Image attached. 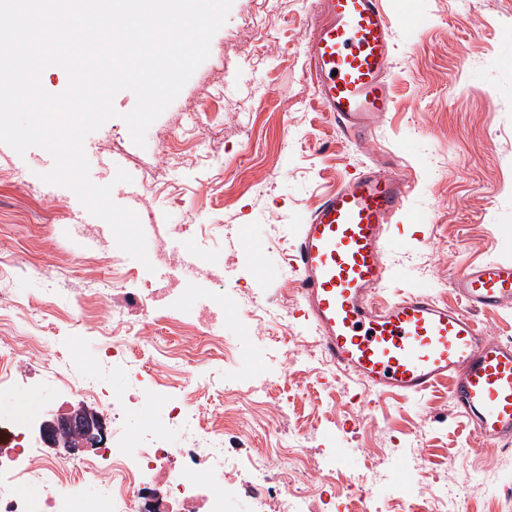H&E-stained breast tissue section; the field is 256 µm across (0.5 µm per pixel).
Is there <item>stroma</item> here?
Instances as JSON below:
<instances>
[{
    "instance_id": "obj_1",
    "label": "stroma",
    "mask_w": 512,
    "mask_h": 512,
    "mask_svg": "<svg viewBox=\"0 0 512 512\" xmlns=\"http://www.w3.org/2000/svg\"><path fill=\"white\" fill-rule=\"evenodd\" d=\"M393 29V108L376 118L377 147L413 187L393 218L386 258L393 298L412 289L456 303L458 271L475 261L512 259V0H383ZM321 19L318 0H233L210 56L137 146L127 125L108 120L87 136L90 178L111 185L145 224L148 263L113 244L68 188L45 183L40 148L0 151V292L18 312L0 336L22 346L23 381L0 395V411L27 407L39 385L45 410L99 404L63 386L71 364L100 372L112 391L131 375L165 384L138 418L114 424L127 436L139 421L164 424L181 393L182 367L158 352L127 347L124 367L103 366L113 324L104 309L124 288L163 289L157 333L205 353L226 382L267 385L288 405L199 395L224 425L227 458L291 451L300 472L335 462L329 483L302 484L341 512H411L418 486L452 488L460 512H512V449L477 443L447 384L420 400L366 395L325 362L303 319L289 263L295 236L321 196L370 154L336 130L309 75L307 43ZM130 182H115L107 161ZM192 231L180 236L178 227ZM198 252L200 273L175 262L181 245ZM53 296H45V289ZM224 302L216 342L198 323L204 303ZM269 302L266 333L247 327ZM297 340L288 348L284 337Z\"/></svg>"
}]
</instances>
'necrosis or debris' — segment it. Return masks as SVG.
Here are the masks:
<instances>
[{"instance_id":"necrosis-or-debris-1","label":"necrosis or debris","mask_w":512,"mask_h":512,"mask_svg":"<svg viewBox=\"0 0 512 512\" xmlns=\"http://www.w3.org/2000/svg\"><path fill=\"white\" fill-rule=\"evenodd\" d=\"M167 428L190 437L171 448L162 430L143 424L126 447L104 449L85 459L65 449L54 455L29 438L24 415L0 417V512H224V484L214 470H247L254 484L277 487L281 512H299L290 483L297 471L291 456L261 453L247 462L224 455V430L202 424L190 407L175 409ZM166 428V429H167ZM38 482L43 495L29 498L24 487ZM104 485L101 496L74 504L76 482Z\"/></svg>"}]
</instances>
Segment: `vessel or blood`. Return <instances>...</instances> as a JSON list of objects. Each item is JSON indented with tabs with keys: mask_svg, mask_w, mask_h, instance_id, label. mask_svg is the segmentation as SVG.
Instances as JSON below:
<instances>
[{
	"mask_svg": "<svg viewBox=\"0 0 512 512\" xmlns=\"http://www.w3.org/2000/svg\"><path fill=\"white\" fill-rule=\"evenodd\" d=\"M308 41L319 99L356 143H371L374 120L389 112L392 26L382 0H320ZM396 162L365 167L326 193L297 231L295 263L303 315L324 356L368 395L425 397L448 383L477 441L512 447V342L484 332L477 309H512V260H487L456 276L458 301L412 291L378 298L391 269L389 219L410 185Z\"/></svg>",
	"mask_w": 512,
	"mask_h": 512,
	"instance_id": "1",
	"label": "vessel or blood"
}]
</instances>
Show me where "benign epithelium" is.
<instances>
[{
  "label": "benign epithelium",
  "mask_w": 512,
  "mask_h": 512,
  "mask_svg": "<svg viewBox=\"0 0 512 512\" xmlns=\"http://www.w3.org/2000/svg\"><path fill=\"white\" fill-rule=\"evenodd\" d=\"M39 436L47 448H57L64 441L78 449L97 447L106 439V421L99 413L79 406L44 418Z\"/></svg>",
  "instance_id": "7a95c632"
}]
</instances>
